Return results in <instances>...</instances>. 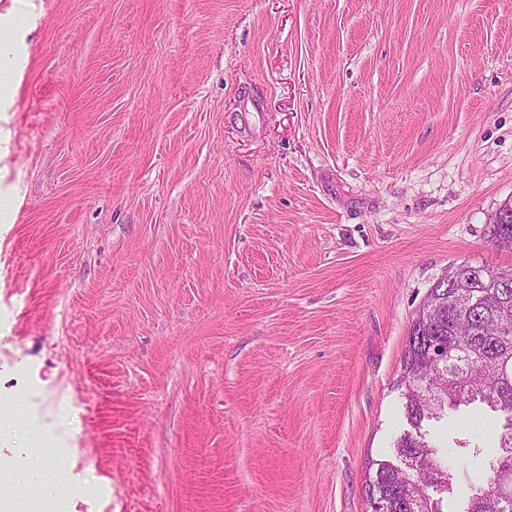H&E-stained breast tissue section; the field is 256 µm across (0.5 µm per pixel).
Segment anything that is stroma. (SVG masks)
<instances>
[{"instance_id":"35a3bbf8","label":"stroma","mask_w":512,"mask_h":512,"mask_svg":"<svg viewBox=\"0 0 512 512\" xmlns=\"http://www.w3.org/2000/svg\"><path fill=\"white\" fill-rule=\"evenodd\" d=\"M0 455L54 512H371L411 318L512 269V0H0ZM424 422L444 512L504 418ZM35 458H26L19 461L1 459V466L13 473L15 478L9 485H1L0 500L13 499L21 490H27L21 485H37L47 494L55 491V475L57 460L47 457L45 460L33 461Z\"/></svg>"}]
</instances>
